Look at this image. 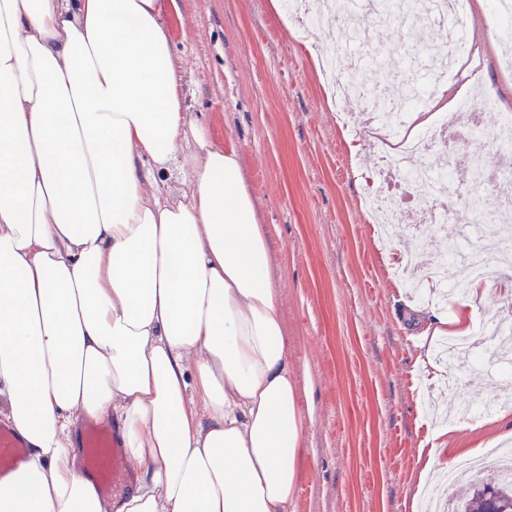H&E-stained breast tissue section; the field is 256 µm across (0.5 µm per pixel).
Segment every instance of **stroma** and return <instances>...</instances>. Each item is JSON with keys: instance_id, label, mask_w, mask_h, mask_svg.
I'll use <instances>...</instances> for the list:
<instances>
[{"instance_id": "obj_1", "label": "stroma", "mask_w": 512, "mask_h": 512, "mask_svg": "<svg viewBox=\"0 0 512 512\" xmlns=\"http://www.w3.org/2000/svg\"><path fill=\"white\" fill-rule=\"evenodd\" d=\"M364 11L366 57L357 65L346 51L344 76L363 71L378 89L418 78L384 60L395 53L420 60L439 29L412 34L379 21L372 5ZM484 16L477 7L479 69L470 84L511 106L512 79L496 66ZM168 23L187 109L209 124L215 143L239 151L269 239L303 424L292 512H412L418 452L441 428L448 431L445 461L477 455L478 478L498 477L500 452L512 448L503 437L512 410L476 424L448 414L512 397V379L493 360L475 369L440 358L438 342L423 333L434 316L464 313L478 348L491 351L488 333L512 316V292L501 289L512 258L494 256L480 297L462 290L438 305L390 269L407 255L428 265L450 242L495 248L512 236V223L486 225L477 238L473 211L460 201L436 248L418 249L401 224L379 242L366 197L376 187L400 186L376 167L382 144L368 129L370 113L354 102L333 105L313 62L335 45V24L282 19L271 0H181L180 15ZM422 353L428 362H419Z\"/></svg>"}]
</instances>
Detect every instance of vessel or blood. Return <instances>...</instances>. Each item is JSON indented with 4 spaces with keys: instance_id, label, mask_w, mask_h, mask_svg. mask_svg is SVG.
Listing matches in <instances>:
<instances>
[{
    "instance_id": "obj_1",
    "label": "vessel or blood",
    "mask_w": 512,
    "mask_h": 512,
    "mask_svg": "<svg viewBox=\"0 0 512 512\" xmlns=\"http://www.w3.org/2000/svg\"><path fill=\"white\" fill-rule=\"evenodd\" d=\"M82 470L91 477L100 494L129 491L131 473L118 429L110 424L87 422L78 441ZM28 445L10 425L0 420V477L17 468L27 457Z\"/></svg>"
}]
</instances>
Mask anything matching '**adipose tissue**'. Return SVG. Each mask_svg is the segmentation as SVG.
Instances as JSON below:
<instances>
[{
  "instance_id": "ef3b65f1",
  "label": "adipose tissue",
  "mask_w": 512,
  "mask_h": 512,
  "mask_svg": "<svg viewBox=\"0 0 512 512\" xmlns=\"http://www.w3.org/2000/svg\"><path fill=\"white\" fill-rule=\"evenodd\" d=\"M178 0H0V512H290L302 440L270 248L187 112ZM180 165L185 199L159 175ZM118 421L137 491L78 464ZM28 448L23 437L0 420V477L17 468L26 459Z\"/></svg>"
}]
</instances>
